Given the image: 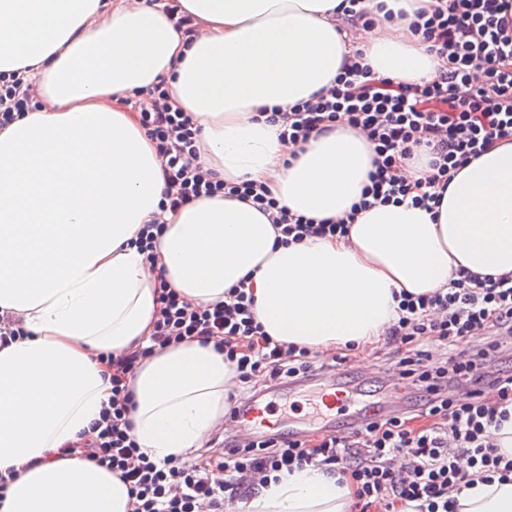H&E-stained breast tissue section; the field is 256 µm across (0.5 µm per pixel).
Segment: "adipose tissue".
Returning <instances> with one entry per match:
<instances>
[{"label": "adipose tissue", "mask_w": 512, "mask_h": 512, "mask_svg": "<svg viewBox=\"0 0 512 512\" xmlns=\"http://www.w3.org/2000/svg\"><path fill=\"white\" fill-rule=\"evenodd\" d=\"M342 0H174L201 33L185 44L158 7L131 0H0V71L30 68L42 106L0 130V312L25 337L0 346V473L18 472L0 512H127L111 470L65 455L110 397L107 352L149 336L159 280L194 305L236 285L267 336L317 352L372 345L395 318V293L431 294L458 269L512 275V141L455 175L438 215L407 205L361 212L346 236L278 245L266 215L203 197L161 213L154 147L127 100L166 80L201 127V159L228 182L265 184L279 205L324 219L349 212L374 152L338 127L295 151L264 112L328 86L346 42L396 83L438 62L398 32L348 38ZM163 216L152 256L142 225ZM127 382L132 433L154 461L201 447L236 383L212 345L155 352ZM355 486L307 466L283 473L240 512H351ZM458 512H512V476L474 480Z\"/></svg>", "instance_id": "adipose-tissue-1"}]
</instances>
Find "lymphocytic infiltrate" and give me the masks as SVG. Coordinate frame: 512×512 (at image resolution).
I'll list each match as a JSON object with an SVG mask.
<instances>
[{"label": "lymphocytic infiltrate", "mask_w": 512, "mask_h": 512, "mask_svg": "<svg viewBox=\"0 0 512 512\" xmlns=\"http://www.w3.org/2000/svg\"><path fill=\"white\" fill-rule=\"evenodd\" d=\"M408 28L439 66L431 79L397 85L365 65L353 50L324 93L273 110L281 142L304 144L342 123L373 147V168L361 197L341 219L292 213L268 188L226 182L199 161L200 126L171 108L166 82L134 91L129 102L154 145L164 183L161 210L178 211L202 197L227 195L267 214L282 243L345 235L357 215L375 205L433 210L456 173L496 141L512 140V0H435ZM35 82L22 71L0 73V130L20 113L38 110ZM423 160V178L408 179ZM160 309L147 345L107 354L111 397L94 423L87 459L119 475L130 512H226L272 474L319 466L353 481V512H457L454 491L473 478L512 474L489 432L512 419V371L500 368L512 338V277L458 272L431 295H399L385 334L399 358L392 369L409 388H422L418 417L381 416L354 434L289 439L279 433L211 438L201 457L155 462L131 433L128 376L149 354L198 340L212 344L248 384L260 373L280 384L315 369L310 351L265 335L254 298L244 287L205 307L159 283ZM453 361H445L448 350Z\"/></svg>", "instance_id": "obj_1"}]
</instances>
